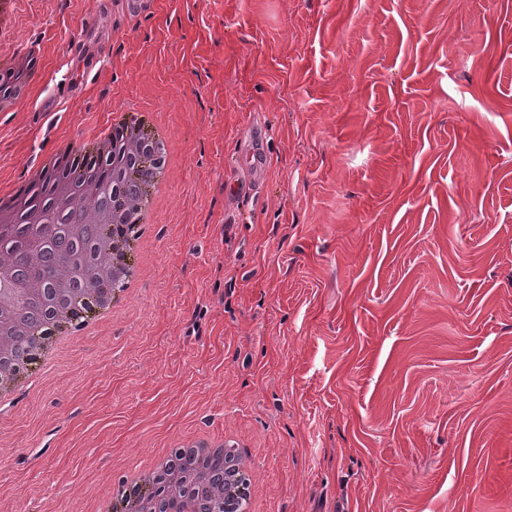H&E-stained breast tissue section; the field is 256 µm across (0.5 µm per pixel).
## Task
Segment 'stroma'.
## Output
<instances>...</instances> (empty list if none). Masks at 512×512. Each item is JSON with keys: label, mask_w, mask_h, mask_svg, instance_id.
Instances as JSON below:
<instances>
[{"label": "stroma", "mask_w": 512, "mask_h": 512, "mask_svg": "<svg viewBox=\"0 0 512 512\" xmlns=\"http://www.w3.org/2000/svg\"><path fill=\"white\" fill-rule=\"evenodd\" d=\"M24 58L0 187L131 107L175 162L126 313L0 414V512L198 429L264 512H512V0H0Z\"/></svg>", "instance_id": "obj_1"}]
</instances>
